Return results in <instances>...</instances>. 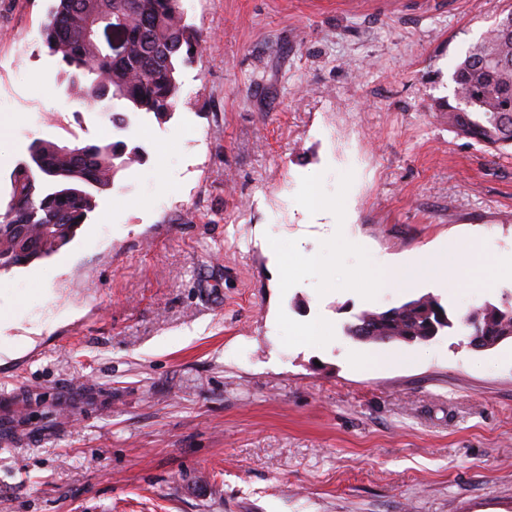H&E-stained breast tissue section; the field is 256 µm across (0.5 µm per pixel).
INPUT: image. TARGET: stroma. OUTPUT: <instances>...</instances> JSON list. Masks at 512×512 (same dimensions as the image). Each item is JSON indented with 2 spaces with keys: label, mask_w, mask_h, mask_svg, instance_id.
Returning a JSON list of instances; mask_svg holds the SVG:
<instances>
[{
  "label": "stroma",
  "mask_w": 512,
  "mask_h": 512,
  "mask_svg": "<svg viewBox=\"0 0 512 512\" xmlns=\"http://www.w3.org/2000/svg\"><path fill=\"white\" fill-rule=\"evenodd\" d=\"M49 6L0 0V208L34 140L141 158L0 274V336L46 350L0 363L45 434L0 446V512H512V338L458 323L512 292V151L442 117L512 0H182L205 47L177 108L119 128L65 103ZM416 257L412 287L373 291ZM428 295L451 327L357 362L359 313ZM65 383L93 399L59 427Z\"/></svg>",
  "instance_id": "stroma-1"
}]
</instances>
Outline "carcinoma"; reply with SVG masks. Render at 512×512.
<instances>
[{"label": "carcinoma", "mask_w": 512, "mask_h": 512, "mask_svg": "<svg viewBox=\"0 0 512 512\" xmlns=\"http://www.w3.org/2000/svg\"><path fill=\"white\" fill-rule=\"evenodd\" d=\"M123 18L125 51L108 55L85 38L90 19L107 7ZM41 36L49 52L67 67L68 86L82 101L121 102L133 112L152 113L164 120L180 96L178 66L201 52L202 40L186 23L181 0H53ZM453 81L455 103L448 104V126L493 151L512 148V30L494 23L457 64ZM63 151L56 142L36 140L30 146L33 165L14 172L12 224L26 231L20 237L11 224H0V272L27 261L49 257L68 244L97 195L112 189L117 173L139 159L138 150L122 141ZM40 241V250L25 246L26 238ZM445 308L422 296L386 311H364L347 328V335L364 342L428 341L450 319L435 315ZM482 346L512 338V296L501 306L486 304L460 317Z\"/></svg>", "instance_id": "carcinoma-1"}]
</instances>
